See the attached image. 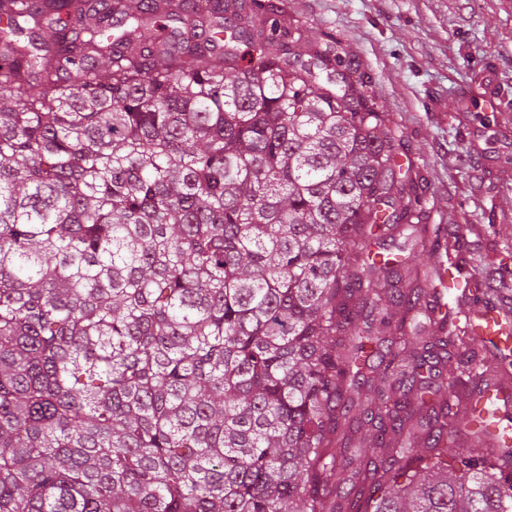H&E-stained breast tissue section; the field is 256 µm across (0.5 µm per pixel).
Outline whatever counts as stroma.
<instances>
[{"label": "stroma", "mask_w": 512, "mask_h": 512, "mask_svg": "<svg viewBox=\"0 0 512 512\" xmlns=\"http://www.w3.org/2000/svg\"><path fill=\"white\" fill-rule=\"evenodd\" d=\"M288 19L332 33L369 73L424 223L457 230L446 252H391L473 268L480 299L512 308V0H290Z\"/></svg>", "instance_id": "stroma-1"}]
</instances>
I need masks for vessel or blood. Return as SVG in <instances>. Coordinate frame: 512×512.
Listing matches in <instances>:
<instances>
[{"label": "vessel or blood", "mask_w": 512, "mask_h": 512, "mask_svg": "<svg viewBox=\"0 0 512 512\" xmlns=\"http://www.w3.org/2000/svg\"><path fill=\"white\" fill-rule=\"evenodd\" d=\"M456 318L480 339H493L505 346L512 344L511 314L461 301L457 304ZM511 406L512 378L507 376L479 380L467 401V431L505 459L512 457V421L505 419L501 411Z\"/></svg>", "instance_id": "1"}]
</instances>
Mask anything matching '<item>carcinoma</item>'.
Here are the masks:
<instances>
[{
  "label": "carcinoma",
  "instance_id": "1",
  "mask_svg": "<svg viewBox=\"0 0 512 512\" xmlns=\"http://www.w3.org/2000/svg\"><path fill=\"white\" fill-rule=\"evenodd\" d=\"M370 83L283 0H0V512H512Z\"/></svg>",
  "mask_w": 512,
  "mask_h": 512
}]
</instances>
